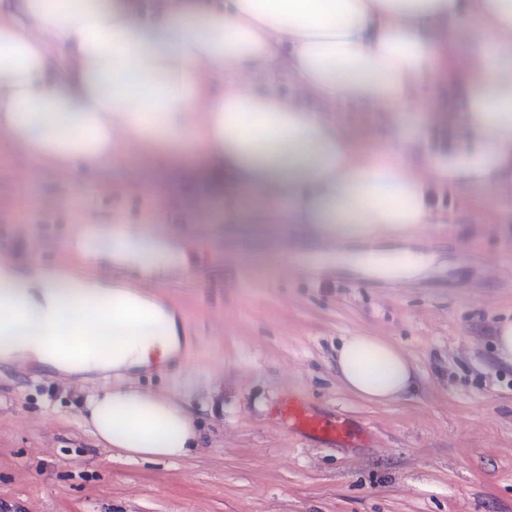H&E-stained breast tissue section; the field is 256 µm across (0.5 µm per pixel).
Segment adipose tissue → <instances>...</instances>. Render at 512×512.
<instances>
[{
    "mask_svg": "<svg viewBox=\"0 0 512 512\" xmlns=\"http://www.w3.org/2000/svg\"><path fill=\"white\" fill-rule=\"evenodd\" d=\"M273 72L288 92L256 89ZM443 84L457 146L434 151L439 115L417 95ZM339 104L384 114L378 150L357 149ZM0 138L74 178L137 149L190 202L223 198L238 235L265 236L241 221L248 201L293 250L413 280L427 255L379 242L438 223L445 189L490 193L512 178V0H0ZM164 221L76 223L62 244L73 265L0 258V360L84 377L176 353L178 312L140 285L196 274L197 242ZM336 370L374 403L417 379L399 347L367 334L342 339ZM192 395L105 387L86 430L120 458L179 459L201 444Z\"/></svg>",
    "mask_w": 512,
    "mask_h": 512,
    "instance_id": "obj_1",
    "label": "adipose tissue"
}]
</instances>
